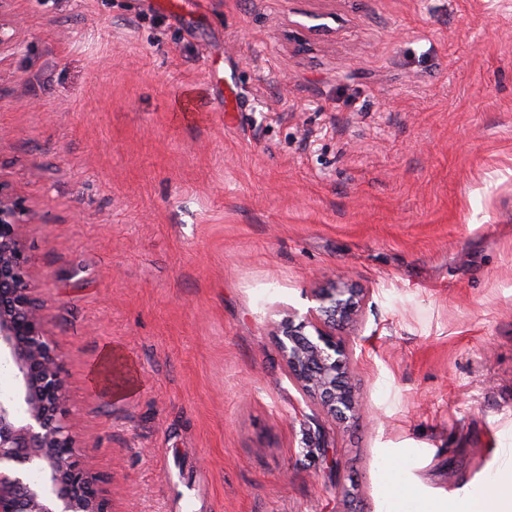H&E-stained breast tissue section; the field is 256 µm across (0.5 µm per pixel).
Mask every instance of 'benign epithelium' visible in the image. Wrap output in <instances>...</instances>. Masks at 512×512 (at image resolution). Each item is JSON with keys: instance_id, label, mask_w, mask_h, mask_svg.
<instances>
[{"instance_id": "1", "label": "benign epithelium", "mask_w": 512, "mask_h": 512, "mask_svg": "<svg viewBox=\"0 0 512 512\" xmlns=\"http://www.w3.org/2000/svg\"><path fill=\"white\" fill-rule=\"evenodd\" d=\"M26 212L0 185V512H108L97 480L80 462L66 423L62 357L29 292L22 246ZM363 291L343 278L314 293L316 306L289 310L276 326L279 353L303 393L335 417H355L352 350L342 332L356 323Z\"/></svg>"}]
</instances>
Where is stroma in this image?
I'll return each mask as SVG.
<instances>
[{"instance_id":"obj_1","label":"stroma","mask_w":512,"mask_h":512,"mask_svg":"<svg viewBox=\"0 0 512 512\" xmlns=\"http://www.w3.org/2000/svg\"><path fill=\"white\" fill-rule=\"evenodd\" d=\"M5 9L0 182L110 512H391L387 458L451 497L512 458V0ZM331 273L346 422L275 336Z\"/></svg>"}]
</instances>
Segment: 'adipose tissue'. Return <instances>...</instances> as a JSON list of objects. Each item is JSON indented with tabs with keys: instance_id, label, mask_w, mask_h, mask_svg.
I'll return each instance as SVG.
<instances>
[{
	"instance_id": "ef3b65f1",
	"label": "adipose tissue",
	"mask_w": 512,
	"mask_h": 512,
	"mask_svg": "<svg viewBox=\"0 0 512 512\" xmlns=\"http://www.w3.org/2000/svg\"><path fill=\"white\" fill-rule=\"evenodd\" d=\"M391 491L403 501H416L415 512H512V470L495 472L488 489L470 492L462 498L425 497L415 499L410 485L391 483Z\"/></svg>"
}]
</instances>
